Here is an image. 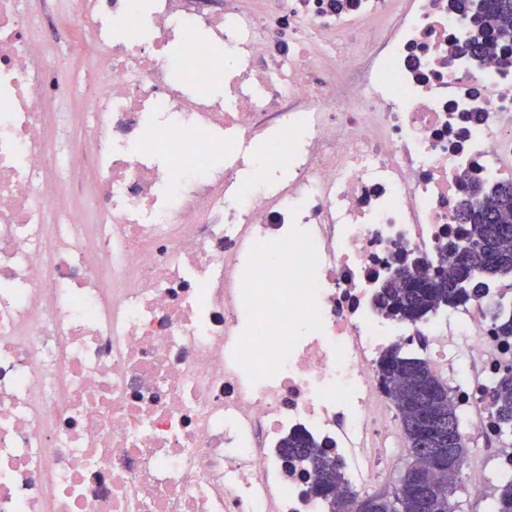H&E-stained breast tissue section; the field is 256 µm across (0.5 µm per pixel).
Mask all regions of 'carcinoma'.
Segmentation results:
<instances>
[{
  "label": "carcinoma",
  "mask_w": 512,
  "mask_h": 512,
  "mask_svg": "<svg viewBox=\"0 0 512 512\" xmlns=\"http://www.w3.org/2000/svg\"><path fill=\"white\" fill-rule=\"evenodd\" d=\"M473 4L474 0H462L472 25L469 43L474 52L482 54L489 42L482 26L484 15H491L498 29L512 30V0H480L477 9ZM458 219L470 226V233L453 267L437 277H428L417 263L402 262L384 286L387 317L415 322L438 306L485 296L487 275H512V182L499 184L480 203H462ZM377 370L394 398L405 446L416 464L420 461V446L435 432L431 420L460 427L458 403L430 362L407 354L399 344L381 354ZM492 399L497 434L512 435V370L497 379ZM281 448L285 461L297 462L311 477L316 497L330 507V512H360V504L367 498L372 499V512H396L399 508L403 512H455L452 497L461 474L459 468L450 470L439 461L431 462L438 493L428 498L421 496L410 468L393 498L386 494L340 496L337 489L342 472L335 458L303 436L284 438ZM494 512H512V480L501 485Z\"/></svg>",
  "instance_id": "obj_1"
}]
</instances>
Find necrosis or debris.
<instances>
[{"instance_id": "necrosis-or-debris-1", "label": "necrosis or debris", "mask_w": 512, "mask_h": 512, "mask_svg": "<svg viewBox=\"0 0 512 512\" xmlns=\"http://www.w3.org/2000/svg\"><path fill=\"white\" fill-rule=\"evenodd\" d=\"M151 3L0 0V512H327L280 444L377 485L395 343L494 437L512 301L380 297L512 181V34L473 54L456 0Z\"/></svg>"}]
</instances>
